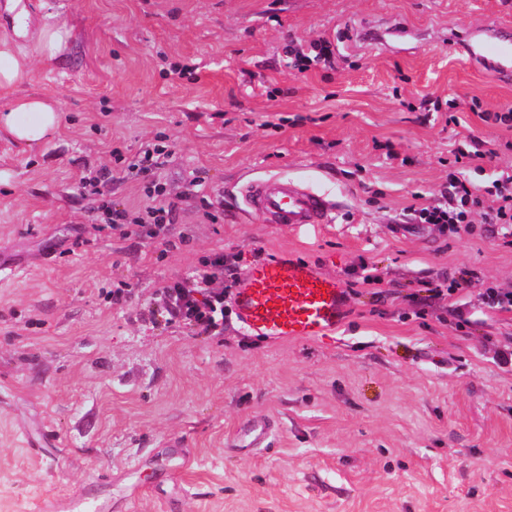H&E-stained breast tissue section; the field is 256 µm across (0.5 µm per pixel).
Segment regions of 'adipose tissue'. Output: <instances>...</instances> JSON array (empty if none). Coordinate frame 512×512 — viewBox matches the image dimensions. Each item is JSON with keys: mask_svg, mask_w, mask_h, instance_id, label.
Instances as JSON below:
<instances>
[{"mask_svg": "<svg viewBox=\"0 0 512 512\" xmlns=\"http://www.w3.org/2000/svg\"><path fill=\"white\" fill-rule=\"evenodd\" d=\"M11 26L0 29V137L31 149L52 136L59 116L50 95L19 94L20 86L32 82L36 62H52L67 48L71 33L55 13L33 16L25 0H6Z\"/></svg>", "mask_w": 512, "mask_h": 512, "instance_id": "ef3b65f1", "label": "adipose tissue"}]
</instances>
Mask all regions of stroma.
Segmentation results:
<instances>
[{"label":"stroma","mask_w":512,"mask_h":512,"mask_svg":"<svg viewBox=\"0 0 512 512\" xmlns=\"http://www.w3.org/2000/svg\"><path fill=\"white\" fill-rule=\"evenodd\" d=\"M44 1L71 39L28 89L54 92L59 130L34 150L0 138V257L21 266L0 273V512L54 493L110 512H512V311L483 297L512 291V235L413 215L470 139L496 153L466 169L474 185L512 173V131L468 109L512 103V82L444 39L512 27V0ZM404 23L394 51L351 36ZM322 39L331 68L290 67L286 44ZM435 97L459 124L421 108ZM158 135L167 155L130 169ZM104 165L108 190L84 193ZM258 174L332 190L335 222L241 214L235 188ZM153 181L175 204L167 236L103 222ZM282 251L342 284L335 334L268 341L229 308L215 336L160 316L164 284ZM464 267L470 283L427 299L421 281ZM258 416L267 446L234 447ZM102 470L111 485L91 483Z\"/></svg>","instance_id":"stroma-1"}]
</instances>
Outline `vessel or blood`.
<instances>
[{"label": "vessel or blood", "instance_id": "obj_1", "mask_svg": "<svg viewBox=\"0 0 512 512\" xmlns=\"http://www.w3.org/2000/svg\"><path fill=\"white\" fill-rule=\"evenodd\" d=\"M391 30L365 28L355 36L365 43L390 46ZM454 52L485 65L505 81L512 80V40L498 25L486 26L481 36L451 35ZM239 198L244 212L262 215L270 224H329L336 213V196L320 185L280 175L252 177L242 184ZM241 328L273 341L316 339L339 328L346 317L347 295L339 280L318 272L288 254L279 253L244 271L232 295ZM272 433L263 418L248 421L237 435L241 448H262ZM109 505L82 496L43 500L41 512H107Z\"/></svg>", "mask_w": 512, "mask_h": 512}]
</instances>
